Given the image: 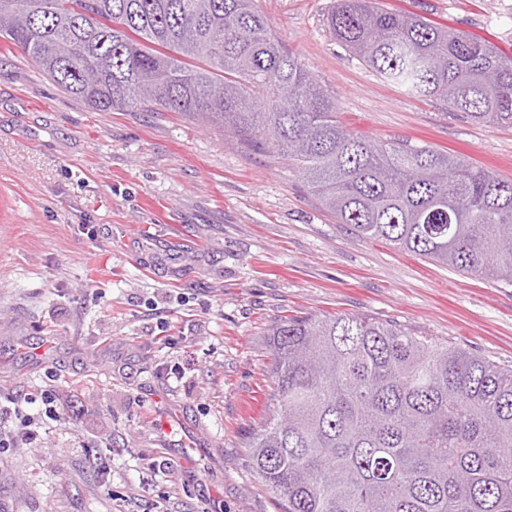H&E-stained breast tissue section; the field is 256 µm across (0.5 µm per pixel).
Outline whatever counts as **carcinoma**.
<instances>
[{
	"mask_svg": "<svg viewBox=\"0 0 512 512\" xmlns=\"http://www.w3.org/2000/svg\"><path fill=\"white\" fill-rule=\"evenodd\" d=\"M0 0V38L97 111L151 107L290 162L340 224L512 283V180L371 140L253 0ZM330 33L382 78L512 124V56L485 39L336 0ZM272 413L246 443L282 512H512V367L410 328L328 314L269 330Z\"/></svg>",
	"mask_w": 512,
	"mask_h": 512,
	"instance_id": "1",
	"label": "carcinoma"
}]
</instances>
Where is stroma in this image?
Masks as SVG:
<instances>
[{"label":"stroma","mask_w":512,"mask_h":512,"mask_svg":"<svg viewBox=\"0 0 512 512\" xmlns=\"http://www.w3.org/2000/svg\"><path fill=\"white\" fill-rule=\"evenodd\" d=\"M335 0H254L348 130L512 179V126L380 78L330 34ZM512 55V0H379ZM394 321L512 365V285L338 223L287 161L165 110L100 112L0 44V512H281L244 442L267 332ZM51 392L58 417L44 414ZM170 460L147 479L144 461Z\"/></svg>","instance_id":"stroma-1"}]
</instances>
